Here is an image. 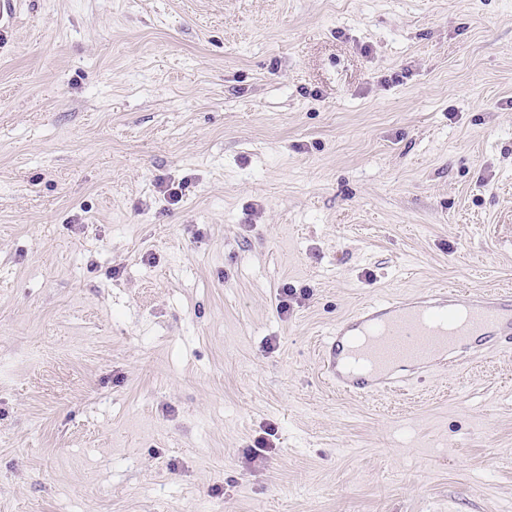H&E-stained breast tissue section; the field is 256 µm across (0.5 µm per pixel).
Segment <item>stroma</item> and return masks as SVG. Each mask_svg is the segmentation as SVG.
<instances>
[{
    "mask_svg": "<svg viewBox=\"0 0 512 512\" xmlns=\"http://www.w3.org/2000/svg\"><path fill=\"white\" fill-rule=\"evenodd\" d=\"M445 283L512 288V0H20L0 512H512V353L370 399L318 372Z\"/></svg>",
    "mask_w": 512,
    "mask_h": 512,
    "instance_id": "35a3bbf8",
    "label": "stroma"
}]
</instances>
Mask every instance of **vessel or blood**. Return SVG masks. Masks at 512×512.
I'll return each mask as SVG.
<instances>
[{"instance_id": "1", "label": "vessel or blood", "mask_w": 512, "mask_h": 512, "mask_svg": "<svg viewBox=\"0 0 512 512\" xmlns=\"http://www.w3.org/2000/svg\"><path fill=\"white\" fill-rule=\"evenodd\" d=\"M512 346V291L452 286L376 300L337 322L319 349L324 381L365 398L405 381L402 367L437 371L468 356Z\"/></svg>"}]
</instances>
